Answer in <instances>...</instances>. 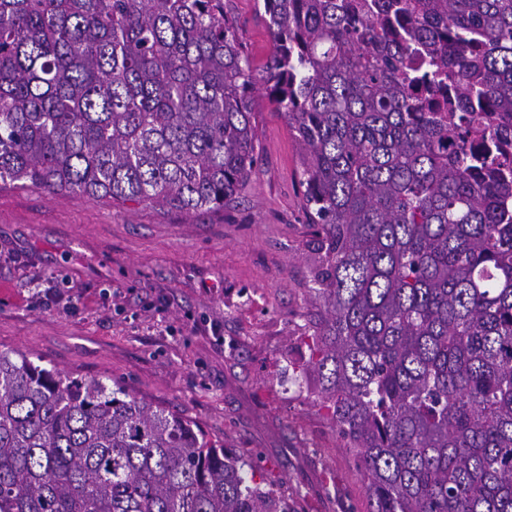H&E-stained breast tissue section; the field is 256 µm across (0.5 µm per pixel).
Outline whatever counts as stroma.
Masks as SVG:
<instances>
[{
	"label": "stroma",
	"instance_id": "1",
	"mask_svg": "<svg viewBox=\"0 0 512 512\" xmlns=\"http://www.w3.org/2000/svg\"><path fill=\"white\" fill-rule=\"evenodd\" d=\"M254 70L271 50L257 0H224ZM256 172L193 215L0 187V350L112 380L251 456L291 512H367L334 425L288 378L309 319L315 253L301 149L254 102Z\"/></svg>",
	"mask_w": 512,
	"mask_h": 512
}]
</instances>
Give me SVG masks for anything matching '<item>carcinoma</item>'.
Here are the masks:
<instances>
[{
  "label": "carcinoma",
  "instance_id": "carcinoma-1",
  "mask_svg": "<svg viewBox=\"0 0 512 512\" xmlns=\"http://www.w3.org/2000/svg\"><path fill=\"white\" fill-rule=\"evenodd\" d=\"M0 0V183L188 215L303 156L323 312L295 380L369 512H512V0ZM244 454L120 385L0 351V512H288ZM226 5V7H225ZM262 1L257 0H224V10L229 12L238 26V35L245 46L252 67L256 73L261 70L271 50L269 31L264 13L259 11Z\"/></svg>",
  "mask_w": 512,
  "mask_h": 512
}]
</instances>
